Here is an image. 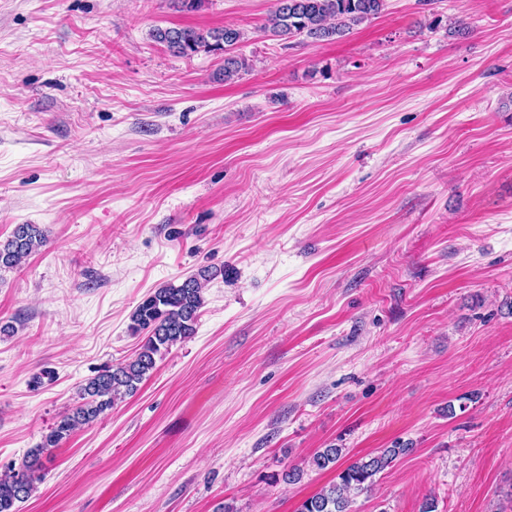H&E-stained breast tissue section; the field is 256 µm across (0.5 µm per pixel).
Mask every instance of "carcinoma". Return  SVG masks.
Listing matches in <instances>:
<instances>
[{
  "instance_id": "obj_1",
  "label": "carcinoma",
  "mask_w": 512,
  "mask_h": 512,
  "mask_svg": "<svg viewBox=\"0 0 512 512\" xmlns=\"http://www.w3.org/2000/svg\"><path fill=\"white\" fill-rule=\"evenodd\" d=\"M384 8L385 0H274L262 30L283 39L305 36L331 41L377 17ZM151 38L177 56H191L202 50L226 52L241 42L242 33L228 26L205 33L193 27H156ZM244 68L245 59L224 57V80L232 79ZM44 242V234L36 225H17L10 238L0 241V269L20 266ZM210 278L209 270L202 269L177 285L150 292L138 304L131 315V329L146 333L139 352L79 386L81 403L58 418L41 443L28 451L22 467H10L0 478V512H18L17 504L31 495L40 480L45 453L58 447L78 427L112 409L116 401L134 395L154 370L156 357L195 334L204 281ZM409 451L408 445L400 444L352 463L339 474V482L305 500L298 512H349L352 497L371 490L376 475ZM341 453L340 448H326L313 456L311 464L323 470L336 463Z\"/></svg>"
}]
</instances>
